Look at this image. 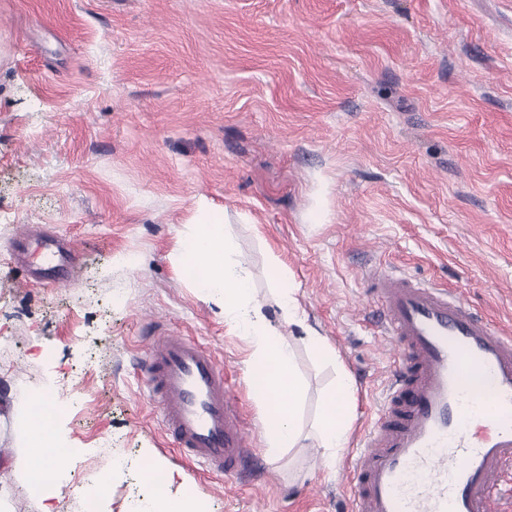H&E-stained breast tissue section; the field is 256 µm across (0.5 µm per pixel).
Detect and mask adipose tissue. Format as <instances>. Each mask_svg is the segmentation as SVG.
Masks as SVG:
<instances>
[{
	"label": "adipose tissue",
	"mask_w": 512,
	"mask_h": 512,
	"mask_svg": "<svg viewBox=\"0 0 512 512\" xmlns=\"http://www.w3.org/2000/svg\"><path fill=\"white\" fill-rule=\"evenodd\" d=\"M354 384L348 375H340L328 397L319 426V445L325 450L328 465H335L347 446L354 418ZM26 483L33 494H41L44 485L55 490L67 485L63 472L54 469L50 457L66 452V442L55 428H47L38 416H30L25 431Z\"/></svg>",
	"instance_id": "obj_1"
}]
</instances>
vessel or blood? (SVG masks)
<instances>
[{"label": "vessel or blood", "instance_id": "b4317fda", "mask_svg": "<svg viewBox=\"0 0 512 512\" xmlns=\"http://www.w3.org/2000/svg\"><path fill=\"white\" fill-rule=\"evenodd\" d=\"M33 251L66 284L63 236L38 238ZM365 278L397 369L342 475L351 512H512V333L438 286L377 267ZM143 362L175 446L226 481L250 471L249 427L212 353L170 333Z\"/></svg>", "mask_w": 512, "mask_h": 512}]
</instances>
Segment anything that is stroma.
I'll return each mask as SVG.
<instances>
[{
	"mask_svg": "<svg viewBox=\"0 0 512 512\" xmlns=\"http://www.w3.org/2000/svg\"><path fill=\"white\" fill-rule=\"evenodd\" d=\"M202 201L305 383L302 447L256 432L232 486L173 448L139 368L153 337H194L263 421L244 338L175 262ZM36 229L71 240L69 284L19 261ZM378 266L512 329V0H0V512L43 510L25 487L37 393L67 404L76 450L53 459L56 512H83L91 473L97 512H144L151 458L198 512H350L314 439L336 367L305 336L351 375L359 437L393 369L358 305ZM278 272L304 327L278 306Z\"/></svg>",
	"mask_w": 512,
	"mask_h": 512,
	"instance_id": "stroma-1",
	"label": "stroma"
}]
</instances>
